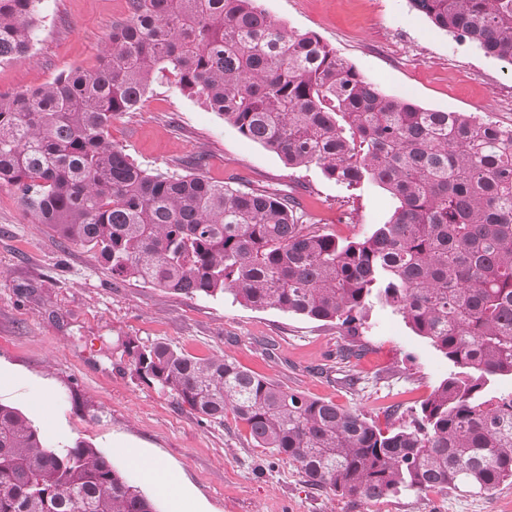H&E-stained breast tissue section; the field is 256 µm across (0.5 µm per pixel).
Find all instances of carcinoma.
I'll return each mask as SVG.
<instances>
[{
	"instance_id": "carcinoma-1",
	"label": "carcinoma",
	"mask_w": 512,
	"mask_h": 512,
	"mask_svg": "<svg viewBox=\"0 0 512 512\" xmlns=\"http://www.w3.org/2000/svg\"><path fill=\"white\" fill-rule=\"evenodd\" d=\"M41 0H0V64L31 49ZM438 29L512 65V0H410ZM159 72L290 168L348 189L372 181L398 206L363 238L300 223L288 193L151 173L112 144ZM0 185L36 223L114 279L229 295L336 323L354 336L381 303L457 371L410 422L310 399L235 360L128 343L137 378L212 421L231 412L253 443L312 484L373 500L402 490L486 492L512 481V128L389 96L315 34L259 0H127L98 63L0 94ZM0 512H157L91 444L59 452L0 403Z\"/></svg>"
}]
</instances>
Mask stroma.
<instances>
[{
    "mask_svg": "<svg viewBox=\"0 0 512 512\" xmlns=\"http://www.w3.org/2000/svg\"><path fill=\"white\" fill-rule=\"evenodd\" d=\"M260 2L273 21L318 35L387 95L512 127V66L439 30L408 0ZM125 14L126 0H43L29 55L0 64V93L94 66L113 20ZM110 133L114 145L152 172L293 192L304 223L342 237L371 234L396 206L375 184L349 190L318 167L288 168L180 93L165 73L136 111L113 118ZM129 341H162L200 358L226 355L382 425L409 420L451 370L387 307L368 310L350 337L273 308L113 279L86 249L35 223L14 189L0 186V403L26 415L46 446L92 444L158 512H170L167 498L126 461L124 449L165 465L194 512H512V483L482 493L405 490L372 501L319 488L297 463L272 461L267 449L255 447L233 414L206 420L141 382L125 351ZM352 342L365 352L342 361L341 348Z\"/></svg>",
    "mask_w": 512,
    "mask_h": 512,
    "instance_id": "35a3bbf8",
    "label": "stroma"
}]
</instances>
